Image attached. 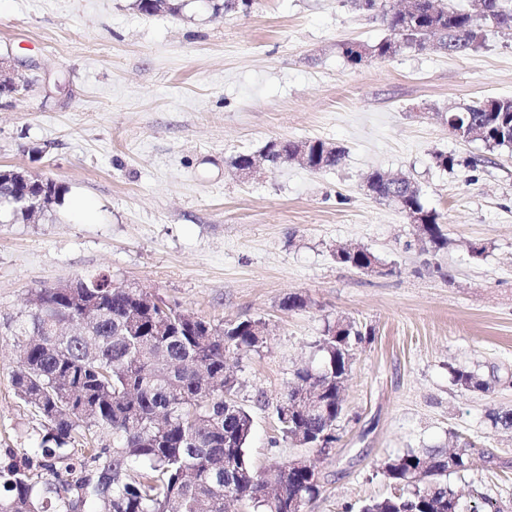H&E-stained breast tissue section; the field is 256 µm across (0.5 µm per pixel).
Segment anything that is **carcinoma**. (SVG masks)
Wrapping results in <instances>:
<instances>
[{
  "label": "carcinoma",
  "instance_id": "cac0c4a2",
  "mask_svg": "<svg viewBox=\"0 0 512 512\" xmlns=\"http://www.w3.org/2000/svg\"><path fill=\"white\" fill-rule=\"evenodd\" d=\"M213 15L246 9L251 0H204ZM470 12H435L433 0H421L419 13L407 19L397 11L382 14L387 27L400 35L401 47L423 49L433 37L455 54L470 50V33L496 25L512 28V0H480ZM400 47L384 40L368 47V55L342 44L353 65L367 56L390 59ZM454 136L464 138L472 121L485 127L489 147L512 152V97L487 99L458 113ZM310 161L319 170L339 164L343 150L326 149V142H308ZM297 153L295 142L270 141L260 157L270 164L287 162ZM367 183L382 200L397 198L400 208L423 214L425 242L436 250L448 246L440 215L424 208L420 190L396 186L379 170ZM13 177L0 174V212L26 221L30 214L10 199ZM64 192L54 182L48 188L41 213L50 211ZM338 263L355 269L375 262L370 252L344 246L336 250ZM88 297L108 312L99 325L93 348L79 336H58L46 320L43 307L26 304L14 332L22 364L12 383L17 397L39 417L44 432L32 449L41 470L26 463L0 465V512H294L299 496L308 501L321 492L315 465L304 471L275 465L277 486L266 489L248 456L253 432L251 414L234 400L239 382L225 373L226 352L255 351L265 342V323L230 322L222 328L200 318L188 322L189 311L163 302L148 312L136 308L135 288L112 287L111 275H83ZM372 330L338 318L325 324L318 352L320 362L305 363L294 371V383L275 407L282 436L311 445L336 447L334 433L344 411L343 391L354 364V348L369 340ZM451 382L466 393H487L492 380L466 368H449ZM314 392L322 408L311 406L299 394ZM107 431L112 447L95 446L97 433ZM91 445L76 457L73 444ZM479 449H458L455 468L441 448L408 449L388 459L383 477L394 493L372 499L359 512H502L498 500L480 493L465 498L448 481L472 465Z\"/></svg>",
  "mask_w": 512,
  "mask_h": 512
}]
</instances>
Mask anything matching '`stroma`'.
<instances>
[{"label":"stroma","mask_w":512,"mask_h":512,"mask_svg":"<svg viewBox=\"0 0 512 512\" xmlns=\"http://www.w3.org/2000/svg\"><path fill=\"white\" fill-rule=\"evenodd\" d=\"M186 2L147 15L136 0H0V56L31 80L0 99V167L65 188L38 220L0 216V464L22 460L42 431L11 385L28 297L105 271L214 325L267 324L260 349L227 354L259 471L304 453L274 407L297 366L318 359L325 323L373 329L356 350L339 440L313 458L322 491L308 512H359L390 493L389 457L459 440L485 455L451 483L512 512V434L488 418L512 409V153L457 138L441 119L512 96V30L486 28L462 55L406 49L354 66L341 43L391 33L353 0H252L219 17ZM316 138L343 148L336 167L287 162L247 178L234 166L270 140ZM441 153L453 166L438 165ZM374 170L418 185L447 248L432 250L371 195ZM346 244L377 266L337 263ZM293 293L305 309H282ZM452 366L500 380L464 393Z\"/></svg>","instance_id":"1"}]
</instances>
